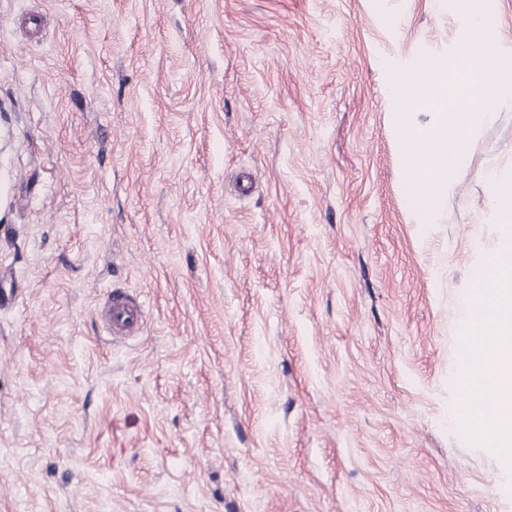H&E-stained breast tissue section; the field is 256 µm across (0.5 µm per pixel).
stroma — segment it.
I'll list each match as a JSON object with an SVG mask.
<instances>
[{"instance_id":"35a3bbf8","label":"stroma","mask_w":512,"mask_h":512,"mask_svg":"<svg viewBox=\"0 0 512 512\" xmlns=\"http://www.w3.org/2000/svg\"><path fill=\"white\" fill-rule=\"evenodd\" d=\"M457 3L0 0V512H512L452 424L512 106L432 219L386 94Z\"/></svg>"}]
</instances>
